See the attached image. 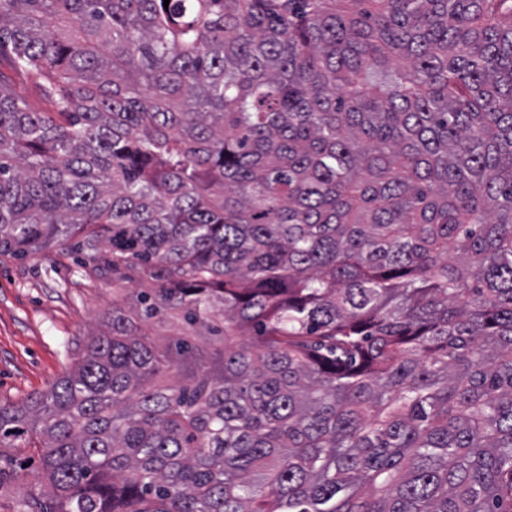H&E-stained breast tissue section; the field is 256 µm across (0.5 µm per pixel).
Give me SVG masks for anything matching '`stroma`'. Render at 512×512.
Returning <instances> with one entry per match:
<instances>
[{"mask_svg":"<svg viewBox=\"0 0 512 512\" xmlns=\"http://www.w3.org/2000/svg\"><path fill=\"white\" fill-rule=\"evenodd\" d=\"M111 280L85 277L59 248L24 260L0 257V402L43 392L106 330Z\"/></svg>","mask_w":512,"mask_h":512,"instance_id":"1","label":"stroma"}]
</instances>
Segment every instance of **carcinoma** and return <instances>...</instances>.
<instances>
[{
	"label": "carcinoma",
	"mask_w": 512,
	"mask_h": 512,
	"mask_svg": "<svg viewBox=\"0 0 512 512\" xmlns=\"http://www.w3.org/2000/svg\"><path fill=\"white\" fill-rule=\"evenodd\" d=\"M78 234L159 285L0 403L23 512H512V0H0V255ZM149 336L159 355H164L169 340L181 336L182 323L170 318H157L150 321L143 329Z\"/></svg>",
	"instance_id": "obj_1"
}]
</instances>
